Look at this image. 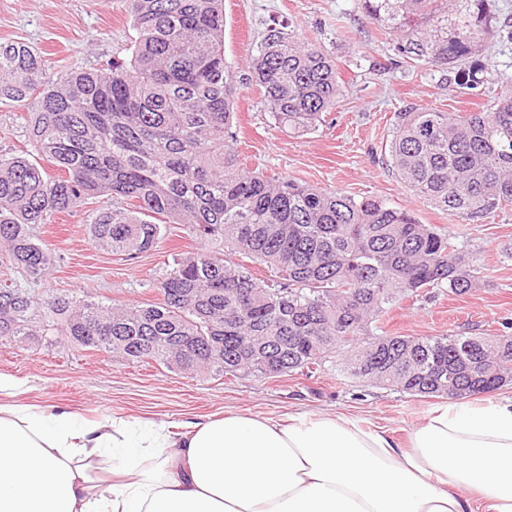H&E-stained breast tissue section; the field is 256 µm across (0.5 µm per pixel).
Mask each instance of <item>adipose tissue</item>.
<instances>
[{"label":"adipose tissue","mask_w":512,"mask_h":512,"mask_svg":"<svg viewBox=\"0 0 512 512\" xmlns=\"http://www.w3.org/2000/svg\"><path fill=\"white\" fill-rule=\"evenodd\" d=\"M512 512V397L448 401L406 447L329 414L131 422L0 408V512Z\"/></svg>","instance_id":"ef3b65f1"}]
</instances>
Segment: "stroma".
I'll list each match as a JSON object with an SVG mask.
<instances>
[{
    "label": "stroma",
    "mask_w": 512,
    "mask_h": 512,
    "mask_svg": "<svg viewBox=\"0 0 512 512\" xmlns=\"http://www.w3.org/2000/svg\"><path fill=\"white\" fill-rule=\"evenodd\" d=\"M482 10L487 31L466 62L476 74L470 81L403 59L385 27L366 17L358 0H224V56L233 66L247 67L267 30L286 24L333 57L342 84L325 123L303 137L274 124L258 87H238L232 130L247 167L269 178L407 208L421 223L457 234L482 267L485 282L469 294L400 301L386 325L400 335L498 336L512 324V261L503 255L512 247V207L482 223H466L408 191L386 151L394 114L405 106L479 112L512 91V0H484ZM136 38L124 0H0V42H26L51 76L130 61ZM22 113L0 103V153H33ZM37 234L56 261L35 292L106 303L158 301V283L174 258L198 246L173 225L154 250L133 259L114 255L92 243L79 211L56 215ZM0 375L15 383L13 394H0V405L59 407L88 420L112 414L164 420L176 432L186 421L227 411L276 420L299 411L383 428L402 441L438 403L341 376L329 364L308 377L187 375L155 363H127L63 339L0 340Z\"/></svg>",
    "instance_id": "35a3bbf8"
}]
</instances>
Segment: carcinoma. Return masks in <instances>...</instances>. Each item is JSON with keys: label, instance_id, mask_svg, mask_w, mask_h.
Here are the masks:
<instances>
[{"label": "carcinoma", "instance_id": "1", "mask_svg": "<svg viewBox=\"0 0 512 512\" xmlns=\"http://www.w3.org/2000/svg\"><path fill=\"white\" fill-rule=\"evenodd\" d=\"M390 30L395 50L459 70L481 41L449 17L457 0H358ZM138 33L133 60L106 72L46 76L41 56L0 43V102L31 109L38 159L0 154V251L28 282L53 255L36 234L59 213L85 211L92 241L134 257L178 224L201 247L179 255L145 305L47 298L0 287V339H68L127 362L186 374L260 378L318 371L414 397L462 400L502 389L512 336L389 334L406 298L462 296L482 270L458 236L386 201L356 199L243 167L231 132L237 84L263 89L274 123L300 137L341 93L321 46L271 27L249 73L224 57L223 0H125ZM390 163L403 185L472 224L512 204V94L479 112L410 106L394 113ZM270 268L253 277L231 256ZM481 360L498 372L471 375Z\"/></svg>", "mask_w": 512, "mask_h": 512}]
</instances>
